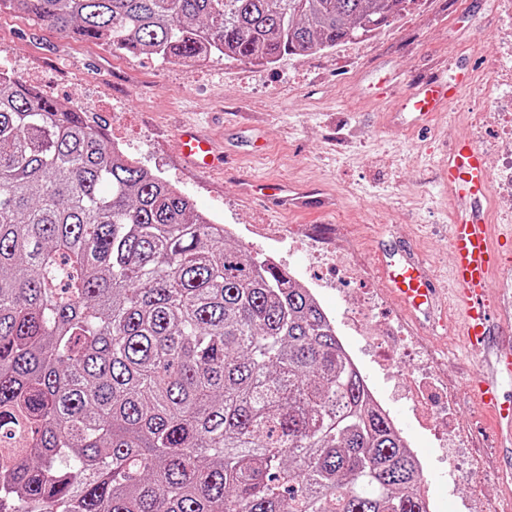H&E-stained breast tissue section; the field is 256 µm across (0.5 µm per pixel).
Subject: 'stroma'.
Wrapping results in <instances>:
<instances>
[{
	"mask_svg": "<svg viewBox=\"0 0 512 512\" xmlns=\"http://www.w3.org/2000/svg\"><path fill=\"white\" fill-rule=\"evenodd\" d=\"M500 14L501 0H417L370 36L330 49L272 64L215 57L187 65L121 55L0 12V56L8 57L15 76L81 107L91 125L122 140L127 155L174 183L196 210L234 225L235 242L248 255L273 257L291 275L320 283L321 303L342 341L426 462L440 512H461L470 496L497 504L512 492V474L504 472L512 457L490 448L484 436L490 418L465 385L475 359L459 345L451 297L443 293L437 312L448 329L431 331L428 319L414 320L389 294L377 255L384 243H410L437 287H447L455 206L440 164L458 136L471 135L484 148L496 135L491 104ZM466 68L473 72L469 91L432 116L426 129L394 110L410 80L451 81ZM475 112L487 122L479 132L469 124ZM187 123L216 140L223 167L201 174L179 156L175 136ZM258 176L299 185L308 210L286 215L242 194L241 185ZM329 238L359 268L335 288L327 285L336 276L332 260H310ZM400 331L431 359L434 376L425 384H417L414 361L402 355ZM379 335L383 343L370 349L369 337ZM378 355L399 358V373L380 368ZM417 387L433 400L435 414L406 412ZM454 428L467 431L483 483L449 476L434 434Z\"/></svg>",
	"mask_w": 512,
	"mask_h": 512,
	"instance_id": "obj_1",
	"label": "stroma"
}]
</instances>
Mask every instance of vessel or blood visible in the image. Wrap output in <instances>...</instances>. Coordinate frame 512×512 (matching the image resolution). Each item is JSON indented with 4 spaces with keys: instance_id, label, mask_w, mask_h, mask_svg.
<instances>
[{
    "instance_id": "1",
    "label": "vessel or blood",
    "mask_w": 512,
    "mask_h": 512,
    "mask_svg": "<svg viewBox=\"0 0 512 512\" xmlns=\"http://www.w3.org/2000/svg\"><path fill=\"white\" fill-rule=\"evenodd\" d=\"M471 82L469 72L455 81L433 79L408 88L402 108L413 122H422L443 111L448 100L461 97ZM181 155L201 170L211 169L221 157L214 143L191 131L177 139ZM445 188L457 208L448 226L452 255L449 288L461 318V341L476 358L475 369L465 383L491 413L499 448L512 447V396L504 392L512 383V321L498 316L489 299V289L498 274L512 273V225L496 231L489 224L485 205L491 194V178L484 152L467 136L457 138L448 149L441 170ZM243 191L269 199L284 210L304 204L303 191L287 182L252 180ZM389 291L413 314L433 311L438 288L424 263L406 245L399 244L379 256Z\"/></svg>"
}]
</instances>
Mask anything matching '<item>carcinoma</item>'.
<instances>
[{"mask_svg": "<svg viewBox=\"0 0 512 512\" xmlns=\"http://www.w3.org/2000/svg\"><path fill=\"white\" fill-rule=\"evenodd\" d=\"M415 0H0L114 52L274 63ZM322 306L84 112L0 80V512H430Z\"/></svg>", "mask_w": 512, "mask_h": 512, "instance_id": "1", "label": "carcinoma"}]
</instances>
